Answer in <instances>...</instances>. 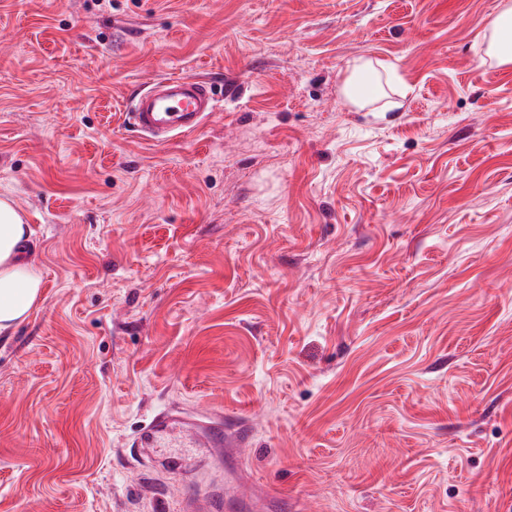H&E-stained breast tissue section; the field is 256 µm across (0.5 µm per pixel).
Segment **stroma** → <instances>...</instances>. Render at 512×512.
<instances>
[{
	"label": "stroma",
	"mask_w": 512,
	"mask_h": 512,
	"mask_svg": "<svg viewBox=\"0 0 512 512\" xmlns=\"http://www.w3.org/2000/svg\"><path fill=\"white\" fill-rule=\"evenodd\" d=\"M501 0H0V196L39 306L0 337V512H512V64ZM410 88L365 112L348 61ZM205 76L196 132L135 95ZM236 464L135 458L158 411ZM490 34V51L499 64L512 63V3L506 1L502 9L486 25ZM212 84L199 77H165L153 82L130 112L133 124L153 142L196 131L214 112ZM179 427L192 431L190 446L192 448H210L212 453L224 457L237 456V448L244 447L249 440V427L245 424L229 427L221 422H190L180 414L164 410L153 416L136 435L130 448H136L139 456L148 454L157 448L159 440Z\"/></svg>",
	"instance_id": "obj_1"
}]
</instances>
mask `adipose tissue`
I'll return each instance as SVG.
<instances>
[{
    "label": "adipose tissue",
    "instance_id": "1",
    "mask_svg": "<svg viewBox=\"0 0 512 512\" xmlns=\"http://www.w3.org/2000/svg\"><path fill=\"white\" fill-rule=\"evenodd\" d=\"M397 82L384 62L357 56L348 63L341 90L361 110ZM30 235L24 215L11 198L0 197V334L23 321L42 298L41 273L24 255Z\"/></svg>",
    "mask_w": 512,
    "mask_h": 512
}]
</instances>
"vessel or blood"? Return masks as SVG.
I'll use <instances>...</instances> for the list:
<instances>
[{
    "label": "vessel or blood",
    "instance_id": "b4317fda",
    "mask_svg": "<svg viewBox=\"0 0 512 512\" xmlns=\"http://www.w3.org/2000/svg\"><path fill=\"white\" fill-rule=\"evenodd\" d=\"M215 107L216 97L209 81L191 76L165 77L139 93L131 117L147 140L163 142L196 131ZM186 426L192 431V447L207 448L217 455H236L238 448L249 440L247 425L230 427L216 421L190 423L183 416L164 410L155 414L137 433L132 446L137 455H144L155 448L163 436ZM223 504L227 512H263L270 501L241 499L228 492Z\"/></svg>",
    "mask_w": 512,
    "mask_h": 512
}]
</instances>
